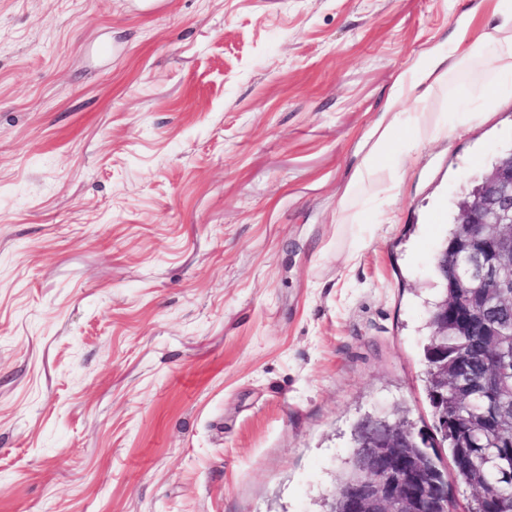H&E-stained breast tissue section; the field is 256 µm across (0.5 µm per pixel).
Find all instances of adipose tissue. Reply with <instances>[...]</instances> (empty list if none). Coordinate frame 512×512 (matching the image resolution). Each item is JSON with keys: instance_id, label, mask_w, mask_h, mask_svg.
<instances>
[{"instance_id": "obj_1", "label": "adipose tissue", "mask_w": 512, "mask_h": 512, "mask_svg": "<svg viewBox=\"0 0 512 512\" xmlns=\"http://www.w3.org/2000/svg\"><path fill=\"white\" fill-rule=\"evenodd\" d=\"M487 6L492 22L482 27L477 37L461 31L448 55L429 56L413 71L398 77L381 120L362 145L364 155L346 186L343 202H350L362 187L379 177L386 166L389 145L396 132L409 126L420 141L444 136V123L426 122L423 113L436 85L485 54L489 55L490 67L495 74H512V0H487Z\"/></svg>"}]
</instances>
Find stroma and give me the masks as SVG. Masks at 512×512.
Instances as JSON below:
<instances>
[{"instance_id":"stroma-1","label":"stroma","mask_w":512,"mask_h":512,"mask_svg":"<svg viewBox=\"0 0 512 512\" xmlns=\"http://www.w3.org/2000/svg\"><path fill=\"white\" fill-rule=\"evenodd\" d=\"M486 0H0V512H327L355 423L425 392L432 259L512 149L436 89L341 196L397 77Z\"/></svg>"}]
</instances>
